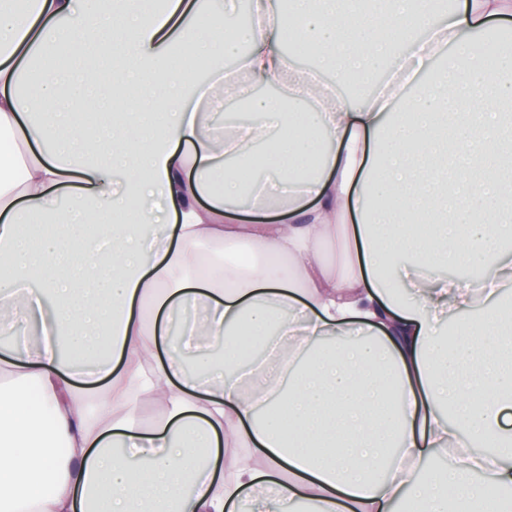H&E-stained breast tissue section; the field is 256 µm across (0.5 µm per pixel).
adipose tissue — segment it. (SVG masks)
Listing matches in <instances>:
<instances>
[{
    "mask_svg": "<svg viewBox=\"0 0 512 512\" xmlns=\"http://www.w3.org/2000/svg\"><path fill=\"white\" fill-rule=\"evenodd\" d=\"M252 13L0 7V512H512V48L479 59L512 0ZM116 32L120 119L85 65ZM227 96L253 120L225 126Z\"/></svg>",
    "mask_w": 512,
    "mask_h": 512,
    "instance_id": "adipose-tissue-1",
    "label": "adipose tissue"
}]
</instances>
